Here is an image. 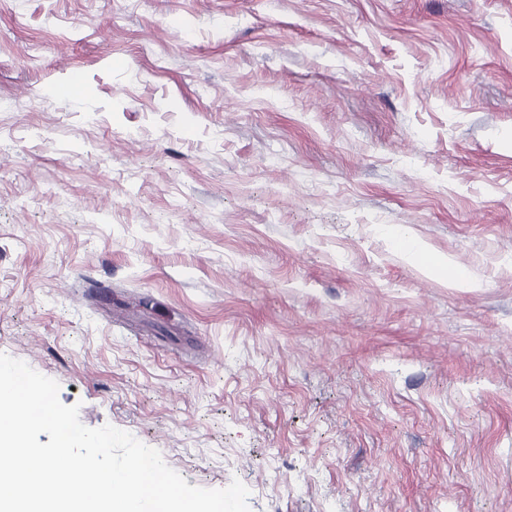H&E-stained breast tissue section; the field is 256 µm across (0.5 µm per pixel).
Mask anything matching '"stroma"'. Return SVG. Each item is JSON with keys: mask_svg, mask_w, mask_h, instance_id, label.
Returning <instances> with one entry per match:
<instances>
[{"mask_svg": "<svg viewBox=\"0 0 512 512\" xmlns=\"http://www.w3.org/2000/svg\"><path fill=\"white\" fill-rule=\"evenodd\" d=\"M0 96V353L82 424L250 512H512V0H0Z\"/></svg>", "mask_w": 512, "mask_h": 512, "instance_id": "1", "label": "stroma"}]
</instances>
